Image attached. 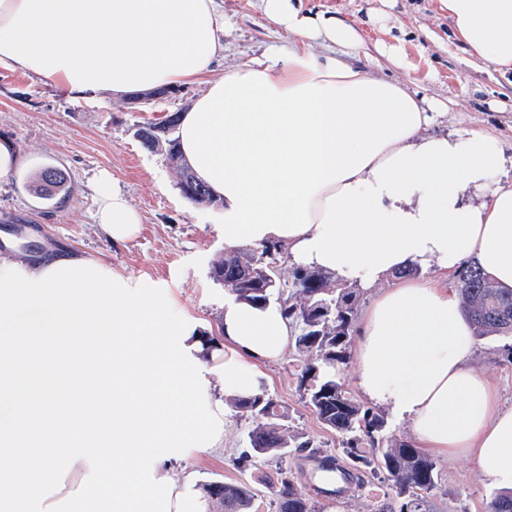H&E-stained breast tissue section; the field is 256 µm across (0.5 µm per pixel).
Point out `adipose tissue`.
I'll return each instance as SVG.
<instances>
[{"mask_svg":"<svg viewBox=\"0 0 512 512\" xmlns=\"http://www.w3.org/2000/svg\"><path fill=\"white\" fill-rule=\"evenodd\" d=\"M456 37L512 71V0H438ZM287 48L210 78L228 20L218 0H0V69L71 100L206 77L181 151L224 201V247L276 242L293 265L371 291L356 386L421 448L472 455L512 491V408L470 366L475 330L448 283L477 262L512 289V165L490 130L428 129L452 103L368 74L361 35L299 0H259ZM341 48L317 52L316 44ZM92 215L112 242L139 214L109 177ZM413 266L421 278L380 282ZM223 352L147 286L62 250L0 263V512H211L184 449L224 445V401L257 392L294 327L277 301L227 296Z\"/></svg>","mask_w":512,"mask_h":512,"instance_id":"ef3b65f1","label":"adipose tissue"}]
</instances>
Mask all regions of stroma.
Returning <instances> with one entry per match:
<instances>
[{
  "label": "stroma",
  "mask_w": 512,
  "mask_h": 512,
  "mask_svg": "<svg viewBox=\"0 0 512 512\" xmlns=\"http://www.w3.org/2000/svg\"><path fill=\"white\" fill-rule=\"evenodd\" d=\"M312 11L339 10L341 18L361 33L370 47L360 66L369 74L409 81L411 89L440 101L453 100L459 111L439 117L435 134L461 128L497 131L504 147L512 146V75L496 72L471 55L456 40L447 11L437 0H304ZM230 25L224 36L225 67L247 62L287 45L258 7V0H220ZM404 45L405 67L390 64L376 42ZM190 81L175 87L168 97L148 103L131 94L107 95L105 102L69 101L53 87L20 71L0 70V143L11 145L16 167L0 179V257L25 258L30 246L41 251L68 249L108 264L115 276L153 286L169 305L194 322L201 334L219 337L226 291L211 279L212 263L224 252V211L196 205L179 189V176L161 153L148 150L136 137L139 126L163 121L173 112H185L203 92ZM46 166L63 170L74 191L61 207L35 197L32 185ZM108 175L127 195L141 217L139 230L126 243H112L92 220L94 182ZM473 368L493 382L504 407H512V335L477 338ZM296 354L286 349L282 358L263 365V385L287 407L292 429L304 433L314 449L337 453L339 441L305 407L294 366ZM248 421L232 408L224 410V449L202 456L184 451L185 465L202 483H259L261 470L240 471L232 461L246 446ZM306 453L293 455L288 465L298 486L319 512H379L386 486L367 479L340 497L322 494L306 477ZM441 480L431 497V512H487L496 492L484 481L474 457L437 458Z\"/></svg>",
  "instance_id": "stroma-1"
}]
</instances>
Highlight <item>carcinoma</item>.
<instances>
[{
  "label": "carcinoma",
  "mask_w": 512,
  "mask_h": 512,
  "mask_svg": "<svg viewBox=\"0 0 512 512\" xmlns=\"http://www.w3.org/2000/svg\"><path fill=\"white\" fill-rule=\"evenodd\" d=\"M180 113L164 123L139 128L149 149L163 152L168 163L181 170L180 191L198 205L221 207L224 201L200 181L183 160L174 137ZM286 249L276 243L246 251L227 250L213 263L210 277L229 293L262 304L274 298L295 327L293 347L299 357L301 399L328 429L339 436L341 451L353 467L367 476H385L392 512H430L429 495L438 483L433 458L414 444L387 434L384 415L348 395L338 378L347 364L356 291L345 284L332 288L323 272L296 268L291 279H281L278 263ZM465 309L480 334L512 333V292H505L470 264L457 275ZM236 417L252 421L248 448L237 467L264 466L262 484L272 494L273 512H318L317 505L296 484L288 457L312 447L306 436L288 425V410L266 390L231 399ZM224 512H250L257 493L248 481L204 485Z\"/></svg>",
  "instance_id": "carcinoma-1"
}]
</instances>
